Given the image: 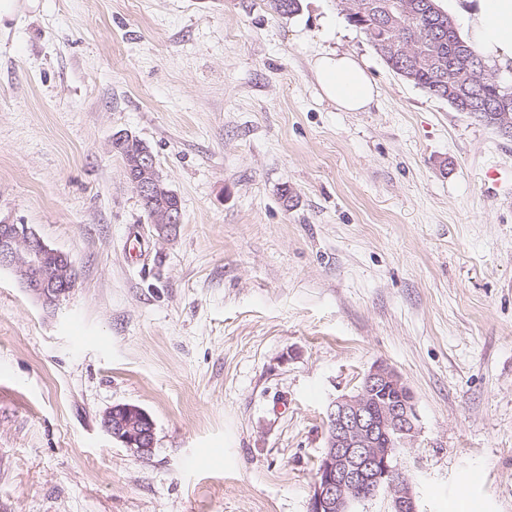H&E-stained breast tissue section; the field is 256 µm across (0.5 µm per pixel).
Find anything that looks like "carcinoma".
<instances>
[{
  "label": "carcinoma",
  "mask_w": 512,
  "mask_h": 512,
  "mask_svg": "<svg viewBox=\"0 0 512 512\" xmlns=\"http://www.w3.org/2000/svg\"><path fill=\"white\" fill-rule=\"evenodd\" d=\"M348 21L359 29L375 51L395 73L412 68L410 83L445 100L458 112H465L487 126L500 130L497 109L508 104L512 112V85L499 80L479 52L466 43L457 28L440 30L435 21L448 15L438 9L435 0H398L410 6L403 19V40L387 25L382 5L387 0H340ZM465 59L476 74L467 76L448 70L449 65Z\"/></svg>",
  "instance_id": "1"
}]
</instances>
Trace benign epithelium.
Listing matches in <instances>:
<instances>
[{
	"label": "benign epithelium",
	"mask_w": 512,
	"mask_h": 512,
	"mask_svg": "<svg viewBox=\"0 0 512 512\" xmlns=\"http://www.w3.org/2000/svg\"><path fill=\"white\" fill-rule=\"evenodd\" d=\"M124 169L140 198L157 201L150 224L161 236L175 233L181 211L166 204L174 192L163 182L152 152L144 148L130 153ZM0 268L11 270L46 305L66 297L75 281L69 255L45 244L26 224L0 222ZM103 424L134 455L152 453L154 422L141 408L114 407ZM417 434L410 388L389 365L373 366L353 394L328 405L326 444L311 486L310 512H350L356 498L381 491L389 497L390 512H417L410 480L397 465L401 449Z\"/></svg>",
	"instance_id": "obj_1"
}]
</instances>
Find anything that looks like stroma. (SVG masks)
Here are the masks:
<instances>
[{
    "label": "stroma",
    "mask_w": 512,
    "mask_h": 512,
    "mask_svg": "<svg viewBox=\"0 0 512 512\" xmlns=\"http://www.w3.org/2000/svg\"><path fill=\"white\" fill-rule=\"evenodd\" d=\"M328 50L368 111L323 97ZM121 135L178 194L172 236ZM511 196L512 138L339 0H38L0 32V221L76 278L47 306L0 270V512H309L327 406L378 363L414 393L418 512H512ZM120 405L150 456L104 429ZM312 68L323 96L343 112H365L377 95L374 81L353 56L320 54ZM119 140L120 138L115 140L114 148L121 155L123 162L125 157L124 169L126 176L135 186L141 198L143 210L147 215L150 202L142 199L157 200L158 206L151 212L149 223L152 224L159 235L166 237L171 236L176 232L182 220L181 211L174 210L178 203H180L179 198L176 196L170 197L175 193L163 182L152 152L148 148L141 149L143 145H141L140 150L137 151L139 145L143 144L140 140L132 144L125 143L118 148L116 143ZM131 151L137 152L134 153ZM168 197H170L168 203L174 207H169L168 204H166ZM106 431L134 455L144 457L154 446V422L141 408L122 405L112 408L103 420Z\"/></svg>",
    "instance_id": "stroma-1"
}]
</instances>
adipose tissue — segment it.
<instances>
[{"label": "adipose tissue", "mask_w": 512, "mask_h": 512, "mask_svg": "<svg viewBox=\"0 0 512 512\" xmlns=\"http://www.w3.org/2000/svg\"><path fill=\"white\" fill-rule=\"evenodd\" d=\"M465 22V39L501 75L512 73V0H450ZM312 68L323 96L344 112L366 111L377 95L374 81L353 56L327 52Z\"/></svg>", "instance_id": "ef3b65f1"}]
</instances>
